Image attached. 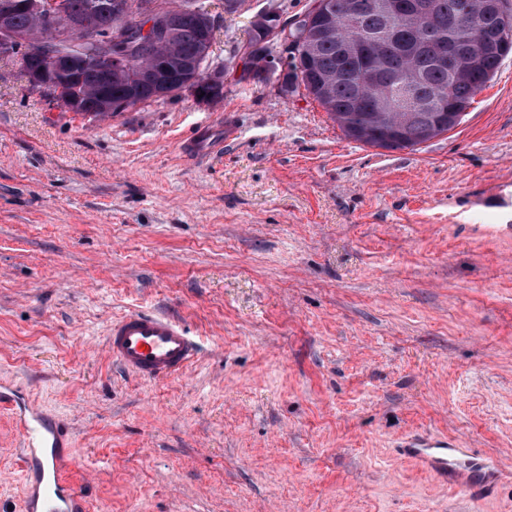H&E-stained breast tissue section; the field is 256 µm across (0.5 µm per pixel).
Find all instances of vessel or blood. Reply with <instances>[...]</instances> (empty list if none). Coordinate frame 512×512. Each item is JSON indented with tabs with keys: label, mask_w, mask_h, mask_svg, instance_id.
<instances>
[{
	"label": "vessel or blood",
	"mask_w": 512,
	"mask_h": 512,
	"mask_svg": "<svg viewBox=\"0 0 512 512\" xmlns=\"http://www.w3.org/2000/svg\"><path fill=\"white\" fill-rule=\"evenodd\" d=\"M217 137L212 128H200L183 151L192 156L205 153ZM106 347L112 359L145 381L173 378L197 355L180 322L154 311H132L114 320ZM0 410L10 414L23 442L18 454L25 482L22 512H84V499L67 477V428L16 389L0 388ZM398 453L476 498L489 497L500 478L501 469L492 458L461 447L453 437L416 434L401 441Z\"/></svg>",
	"instance_id": "1"
}]
</instances>
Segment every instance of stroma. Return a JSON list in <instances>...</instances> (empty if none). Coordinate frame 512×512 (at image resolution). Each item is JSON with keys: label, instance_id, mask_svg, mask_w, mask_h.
Instances as JSON below:
<instances>
[{"label": "stroma", "instance_id": "obj_1", "mask_svg": "<svg viewBox=\"0 0 512 512\" xmlns=\"http://www.w3.org/2000/svg\"><path fill=\"white\" fill-rule=\"evenodd\" d=\"M313 4L210 0L213 103L65 112L0 61V385L68 428L87 512H512V229L484 203L512 185V57L454 131L369 147L240 79L252 16ZM131 310L173 315L196 361L156 382L112 361ZM415 432L496 459L494 496L401 460ZM17 445L0 411V512ZM217 137L211 127H201L193 139L184 143L183 152L192 156L205 153L214 146Z\"/></svg>", "mask_w": 512, "mask_h": 512}]
</instances>
